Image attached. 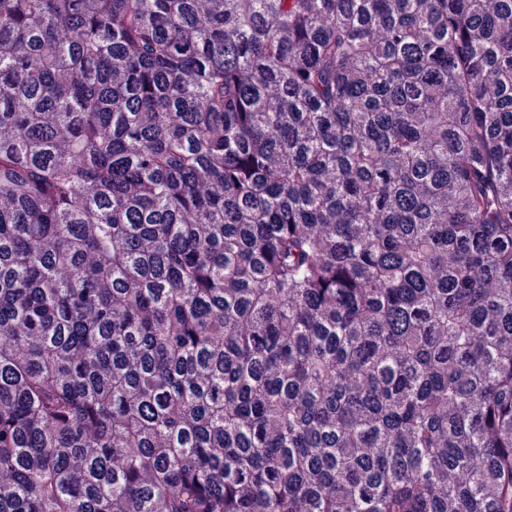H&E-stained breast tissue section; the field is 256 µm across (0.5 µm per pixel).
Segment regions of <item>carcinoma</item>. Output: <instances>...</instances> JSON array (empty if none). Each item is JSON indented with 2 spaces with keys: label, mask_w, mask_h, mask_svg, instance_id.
Masks as SVG:
<instances>
[{
  "label": "carcinoma",
  "mask_w": 512,
  "mask_h": 512,
  "mask_svg": "<svg viewBox=\"0 0 512 512\" xmlns=\"http://www.w3.org/2000/svg\"><path fill=\"white\" fill-rule=\"evenodd\" d=\"M0 512H512V0H0Z\"/></svg>",
  "instance_id": "cac0c4a2"
}]
</instances>
